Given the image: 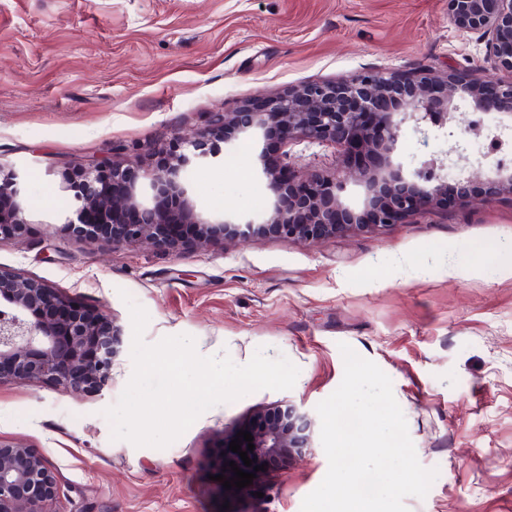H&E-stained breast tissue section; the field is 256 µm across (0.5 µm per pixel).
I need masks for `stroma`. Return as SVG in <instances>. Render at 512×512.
Returning a JSON list of instances; mask_svg holds the SVG:
<instances>
[{
  "label": "stroma",
  "instance_id": "1",
  "mask_svg": "<svg viewBox=\"0 0 512 512\" xmlns=\"http://www.w3.org/2000/svg\"><path fill=\"white\" fill-rule=\"evenodd\" d=\"M502 79L448 0H0V164L30 171L33 222L0 240V266L122 330L108 385L76 393L0 380V439L54 466V512H300L323 480L320 438L302 456L223 490L211 459L253 413L285 399L307 409L344 374L340 344L375 362L423 467L439 474L408 512H512V194L449 200L429 213L310 243L266 230L247 241L188 236L177 247L77 238L64 224L89 160L138 166L150 147L206 129L214 113L261 105L310 82L447 69ZM512 134L495 111L455 136L403 129L394 162L411 169ZM224 163L188 171L202 216L265 215L262 170L290 155L295 184L336 174V145L272 135L219 144ZM142 305L146 343L188 334L203 356L246 364L256 350L300 369L293 389L260 390L203 413L164 449L112 439L105 408L132 371L124 295Z\"/></svg>",
  "mask_w": 512,
  "mask_h": 512
}]
</instances>
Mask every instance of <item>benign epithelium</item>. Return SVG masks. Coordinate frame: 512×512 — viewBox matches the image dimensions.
I'll return each mask as SVG.
<instances>
[{
  "mask_svg": "<svg viewBox=\"0 0 512 512\" xmlns=\"http://www.w3.org/2000/svg\"><path fill=\"white\" fill-rule=\"evenodd\" d=\"M448 19L457 29L479 35L486 59L507 72L508 79L478 81L454 69L438 82L423 73L359 74L306 84L259 107L247 104L218 113L208 130L184 134L172 146L153 151L158 161L141 167L137 175L115 164L107 168L89 163L73 195L76 219L67 220V228L77 235L95 228L116 245L139 240L173 248L178 234H164L162 228L177 224L196 225L203 239H246L271 226L290 239L316 242L352 229L369 232L393 224L450 196L491 203L505 192L512 194V166L504 163L493 164L480 178L466 175L452 186L442 159L424 160L407 172L393 164L391 152L405 126L452 136L456 121L475 125L464 113L452 115L460 90L471 95L473 113L495 110L512 116V0H448ZM269 131L286 143L329 141L351 157L370 144L377 161L354 174L339 164L332 179L314 172L308 194L298 197L285 179L291 169L286 160L277 170L263 168L273 198L266 220L199 215L184 174L216 162L208 142ZM350 180L364 189L361 213L343 201ZM26 187L25 173L0 168V239L26 228ZM119 336L107 314L71 307L43 282L0 267V379L54 381L78 392L99 390L111 378ZM312 424L304 404L281 401L239 427L251 433L254 444L250 451L243 441L241 450L257 459V466H281L310 447ZM59 496L54 469L42 455L0 440V512H46L44 506Z\"/></svg>",
  "mask_w": 512,
  "mask_h": 512,
  "instance_id": "obj_1",
  "label": "benign epithelium"
}]
</instances>
